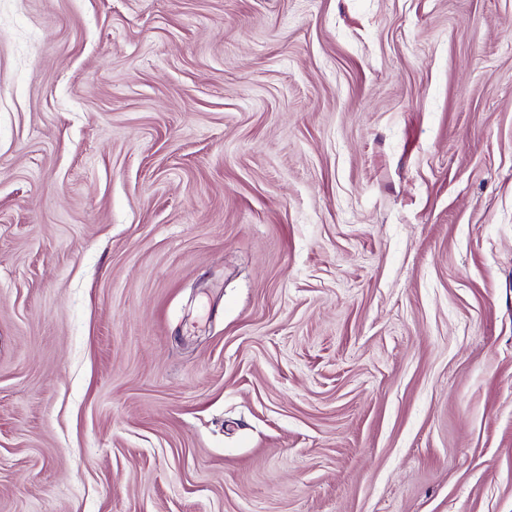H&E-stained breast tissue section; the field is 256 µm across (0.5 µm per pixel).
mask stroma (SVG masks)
I'll return each mask as SVG.
<instances>
[{
	"label": "stroma",
	"mask_w": 512,
	"mask_h": 512,
	"mask_svg": "<svg viewBox=\"0 0 512 512\" xmlns=\"http://www.w3.org/2000/svg\"><path fill=\"white\" fill-rule=\"evenodd\" d=\"M0 512H512V0H0Z\"/></svg>",
	"instance_id": "1"
}]
</instances>
